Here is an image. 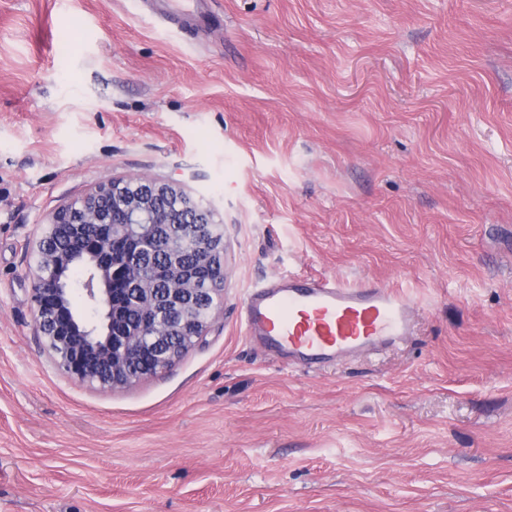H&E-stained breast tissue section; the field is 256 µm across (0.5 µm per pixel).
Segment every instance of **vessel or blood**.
I'll return each instance as SVG.
<instances>
[{
    "label": "vessel or blood",
    "instance_id": "vessel-or-blood-1",
    "mask_svg": "<svg viewBox=\"0 0 512 512\" xmlns=\"http://www.w3.org/2000/svg\"><path fill=\"white\" fill-rule=\"evenodd\" d=\"M201 2L163 0L161 8L193 20ZM243 323L260 348L287 356L289 363L320 369L409 336L411 299L377 283L350 287L330 276L291 272L248 291Z\"/></svg>",
    "mask_w": 512,
    "mask_h": 512
}]
</instances>
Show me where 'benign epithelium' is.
Returning a JSON list of instances; mask_svg holds the SVG:
<instances>
[{"instance_id":"7a95c632","label":"benign epithelium","mask_w":512,"mask_h":512,"mask_svg":"<svg viewBox=\"0 0 512 512\" xmlns=\"http://www.w3.org/2000/svg\"><path fill=\"white\" fill-rule=\"evenodd\" d=\"M155 224L169 225L173 239L199 249L201 259L224 263V238L216 230L214 212L200 207L173 182L113 180L59 208L36 243L38 261L33 273L32 304L40 333L47 337L58 367L81 384L124 386L147 376L138 368L144 346L152 341L157 371L167 369L207 332L224 278L200 286L175 261L159 263L152 255L127 268L104 252L100 238L109 236L138 245L139 235ZM90 241L87 252L96 265L83 283L90 316L71 302V288L61 273L70 266L71 254L54 251L47 243L56 239ZM168 282L158 290L141 269ZM120 277L130 282L140 306V319L126 327L119 322L121 303L111 283Z\"/></svg>"}]
</instances>
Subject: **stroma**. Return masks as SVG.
I'll return each mask as SVG.
<instances>
[{
    "mask_svg": "<svg viewBox=\"0 0 512 512\" xmlns=\"http://www.w3.org/2000/svg\"><path fill=\"white\" fill-rule=\"evenodd\" d=\"M0 0V512H512V0ZM224 224L205 336L131 385L58 370L34 243L113 180ZM416 300L307 369L245 335L283 272ZM159 3L162 10L170 15L179 16L185 19L195 20L198 13V6L203 0H163Z\"/></svg>",
    "mask_w": 512,
    "mask_h": 512,
    "instance_id": "35a3bbf8",
    "label": "stroma"
}]
</instances>
